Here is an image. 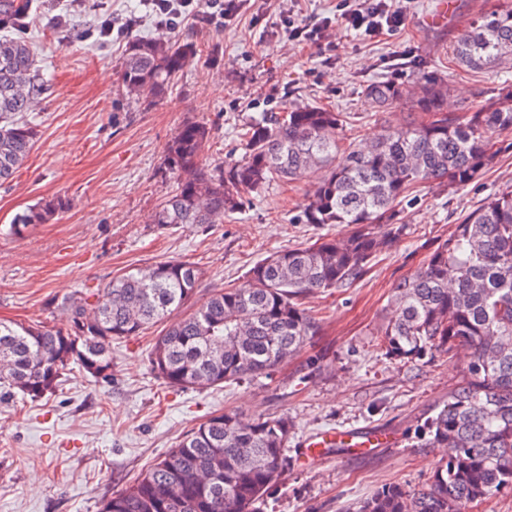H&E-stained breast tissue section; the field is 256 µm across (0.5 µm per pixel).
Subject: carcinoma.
Wrapping results in <instances>:
<instances>
[{"mask_svg":"<svg viewBox=\"0 0 512 512\" xmlns=\"http://www.w3.org/2000/svg\"><path fill=\"white\" fill-rule=\"evenodd\" d=\"M26 10L0 0V26ZM453 59L473 71L512 65V8L484 15L459 35ZM195 54L170 38L133 36L120 66L126 92L162 98ZM416 90L381 81L365 88L381 113L408 104L418 123L391 125L368 144L341 148L346 117L320 106L264 112L242 133L244 153L220 169L202 163L212 128L188 121L167 146L175 191L156 208L160 229L212 224L243 198L272 182L314 178L297 220L343 229L313 244L278 250L256 262L246 285L225 288L156 338L155 375L173 389H204L269 375L299 353L317 322L303 298L342 288L367 273L377 248L404 235L396 207L416 188L471 183L496 158L487 137L512 134V85L481 107L450 106L448 85L430 75ZM25 39L0 36V184L13 179L34 146L24 114L48 93ZM70 209L58 197L15 215L8 233ZM201 269L187 260L156 262L113 278L91 302L78 296L62 309L69 327L0 322V388L31 400L54 393L65 372L96 380L112 376V342L140 335L193 297ZM394 315L379 345L393 359L466 354L461 380L426 421L430 441L447 457L422 488L377 490L352 512H469L512 486V193L494 194L456 225L412 275L392 289ZM292 422L285 416L249 421L215 411L190 429L149 471L106 499L101 512H257L288 467Z\"/></svg>","mask_w":512,"mask_h":512,"instance_id":"cac0c4a2","label":"carcinoma"}]
</instances>
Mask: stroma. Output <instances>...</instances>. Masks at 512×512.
<instances>
[{"instance_id":"1","label":"stroma","mask_w":512,"mask_h":512,"mask_svg":"<svg viewBox=\"0 0 512 512\" xmlns=\"http://www.w3.org/2000/svg\"><path fill=\"white\" fill-rule=\"evenodd\" d=\"M454 2L439 24L427 21L439 0H413L397 31L364 37L333 28L332 48L322 52L288 41L281 18L290 11L330 17L336 0H254L226 28L183 24L171 31L197 54L153 102L121 90L127 37L96 34L94 0H31L19 34L51 89L27 115L37 133L32 153L0 185V321L65 326L64 298L96 293L117 274L172 259L201 269L193 297L199 304L245 285L247 271L270 253L326 234V227L295 221L312 189L307 178L270 183L223 223L159 229L153 213L176 186L166 169L169 140L184 122L207 123L213 138L203 161L217 169L242 154L239 131L249 119L305 104L346 113V140L370 138L378 131L377 106L366 85L424 73L447 82L452 102L489 104L501 84L512 83V70L464 71L450 47L476 17L512 7V0ZM493 140L499 155L467 187L420 185L417 203L400 214L404 235L377 253L364 276L305 298L318 332L271 375L203 390L169 388L153 374L149 354L155 336L183 318L178 309L113 343L110 379L74 373L40 401H0V512H100L105 498L217 410L244 420L285 416L293 424L290 466L260 512H344L385 485L420 489L445 454L424 437L423 425L447 400L462 363L445 355L394 360L378 338L393 315L394 284L489 196L512 192V135ZM59 195L71 202L66 213L22 237L5 232L15 213ZM336 428L382 429L393 441L361 455L331 448L303 465L302 440Z\"/></svg>"}]
</instances>
